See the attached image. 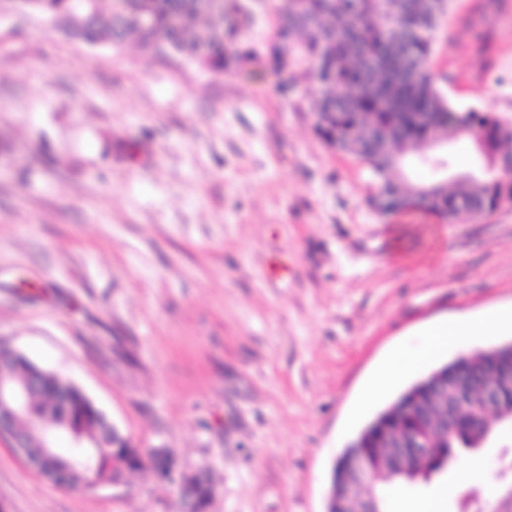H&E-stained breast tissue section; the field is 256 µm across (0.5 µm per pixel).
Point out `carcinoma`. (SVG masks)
<instances>
[{
	"instance_id": "obj_1",
	"label": "carcinoma",
	"mask_w": 512,
	"mask_h": 512,
	"mask_svg": "<svg viewBox=\"0 0 512 512\" xmlns=\"http://www.w3.org/2000/svg\"><path fill=\"white\" fill-rule=\"evenodd\" d=\"M450 0H288L273 11L265 42L251 36L258 18L245 0H95L84 9L82 21L72 16L79 0H24L18 7L35 9L52 22L61 21L74 37L88 43L116 47L132 40L149 55L163 48L214 72H237L255 64L268 65L277 75L284 96L294 93L296 75L320 87L311 110L316 133L331 147L364 162L380 182L371 198L382 214L393 215L421 207L445 221L455 219L462 205L481 216L501 207L512 196V179L498 171L478 174L453 187L438 185L425 196L403 186L397 173L417 145L433 139L446 142L464 128L480 135L490 165H512V133L490 112L455 111L438 91L430 60L435 34L447 16ZM426 26V34L410 41L394 28ZM0 361L13 378L31 388L28 413L17 417L14 429L26 438L27 457L38 473L59 488L88 491L118 481L145 467L130 440L115 435L112 423L73 382L59 378L15 349L0 344ZM446 392L459 384L491 381L499 388L495 413L504 416L500 431L512 430V352L495 348L463 355L435 370ZM429 378L415 383L379 413L338 459L332 483H337L355 448H365L381 472L373 488L380 512H387L386 489L429 483L454 462L460 451H476L488 437L486 426L469 412L458 413L444 430L427 437L428 451L411 457L405 468L386 470L394 452L392 440L404 430L414 431L423 416H438L442 399L428 390ZM75 432L60 448V436ZM512 494L506 484L488 498L480 489L463 490L457 512H496ZM214 496L208 473L194 478L191 512H207Z\"/></svg>"
}]
</instances>
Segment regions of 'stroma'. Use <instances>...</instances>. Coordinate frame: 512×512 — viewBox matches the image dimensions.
Segmentation results:
<instances>
[{"instance_id":"obj_1","label":"stroma","mask_w":512,"mask_h":512,"mask_svg":"<svg viewBox=\"0 0 512 512\" xmlns=\"http://www.w3.org/2000/svg\"><path fill=\"white\" fill-rule=\"evenodd\" d=\"M432 72L512 126V0H453ZM91 45L0 0V342L80 385L142 449L210 471L208 512H326L337 458L412 384L359 401L434 322L512 305V206L383 216L313 131L319 89ZM512 434L390 512L495 495ZM0 512H181L150 470L49 484L0 441Z\"/></svg>"}]
</instances>
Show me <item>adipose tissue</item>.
<instances>
[{"instance_id":"obj_1","label":"adipose tissue","mask_w":512,"mask_h":512,"mask_svg":"<svg viewBox=\"0 0 512 512\" xmlns=\"http://www.w3.org/2000/svg\"><path fill=\"white\" fill-rule=\"evenodd\" d=\"M501 329L512 330V306L496 308L479 317L461 316L434 325L429 330V343L420 354L408 360L394 354L386 360L365 392L364 402H371L403 372L429 362L461 338Z\"/></svg>"}]
</instances>
